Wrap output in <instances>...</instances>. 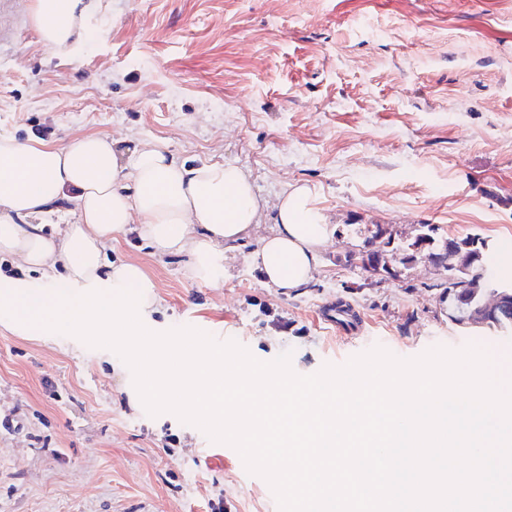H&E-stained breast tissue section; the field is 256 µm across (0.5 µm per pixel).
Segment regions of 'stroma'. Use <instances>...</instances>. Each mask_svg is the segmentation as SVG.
<instances>
[{
  "instance_id": "35a3bbf8",
  "label": "stroma",
  "mask_w": 512,
  "mask_h": 512,
  "mask_svg": "<svg viewBox=\"0 0 512 512\" xmlns=\"http://www.w3.org/2000/svg\"><path fill=\"white\" fill-rule=\"evenodd\" d=\"M30 2L0 0V135L161 140L241 167L267 204L209 284L187 256L134 233L113 241L107 261L157 285L151 331L194 327L264 362L288 351L300 375L378 345L512 358V337L449 321L428 263L395 280L343 263L364 225L406 241L433 224L486 238L512 272V0H107L67 52L40 41ZM294 184L314 189L335 234L312 281L283 294L253 255ZM339 303L348 325L325 319ZM131 382L110 349L0 325V512H278L234 448L207 457L200 429L150 416Z\"/></svg>"
}]
</instances>
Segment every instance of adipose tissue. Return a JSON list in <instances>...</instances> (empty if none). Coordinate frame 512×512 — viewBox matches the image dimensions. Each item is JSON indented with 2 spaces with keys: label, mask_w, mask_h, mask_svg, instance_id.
<instances>
[{
  "label": "adipose tissue",
  "mask_w": 512,
  "mask_h": 512,
  "mask_svg": "<svg viewBox=\"0 0 512 512\" xmlns=\"http://www.w3.org/2000/svg\"><path fill=\"white\" fill-rule=\"evenodd\" d=\"M102 6L103 0H31L29 21L45 46L67 51L84 40ZM65 198L75 205V222L62 235H44L38 217ZM263 210L243 169L188 164L162 141L142 140L123 151L100 134L65 146L0 135V254L39 274L0 277V294L11 285L27 292V305L50 307L61 280L77 288L141 282L139 264L104 260L107 246L132 230L158 253L187 255L191 277L207 283L214 257L251 237ZM275 225L254 259L263 285L286 293L312 280L332 230L305 184L281 196Z\"/></svg>",
  "instance_id": "ef3b65f1"
}]
</instances>
